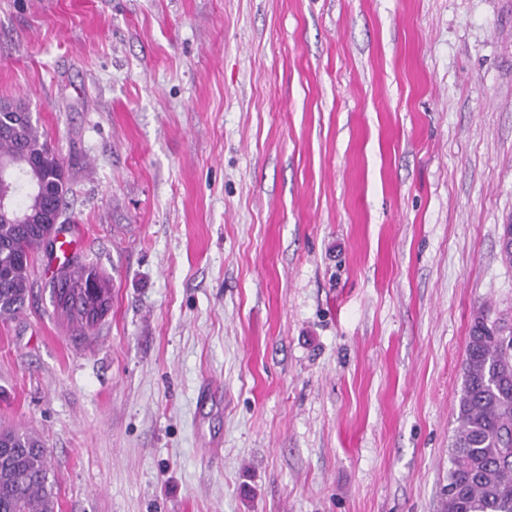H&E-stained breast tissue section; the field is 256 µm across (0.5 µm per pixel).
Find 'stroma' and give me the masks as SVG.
<instances>
[{
  "label": "stroma",
  "instance_id": "stroma-1",
  "mask_svg": "<svg viewBox=\"0 0 512 512\" xmlns=\"http://www.w3.org/2000/svg\"><path fill=\"white\" fill-rule=\"evenodd\" d=\"M0 100L69 178L0 318L54 512H445L470 327L512 328V0H0ZM49 287L56 314L81 333L102 320L111 307L107 277L93 266L66 264L57 269Z\"/></svg>",
  "mask_w": 512,
  "mask_h": 512
}]
</instances>
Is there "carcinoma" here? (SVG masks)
Returning a JSON list of instances; mask_svg holds the SVG:
<instances>
[{
    "label": "carcinoma",
    "instance_id": "carcinoma-1",
    "mask_svg": "<svg viewBox=\"0 0 512 512\" xmlns=\"http://www.w3.org/2000/svg\"><path fill=\"white\" fill-rule=\"evenodd\" d=\"M0 196L12 198L24 221L0 220V318L21 314L30 292L32 259L56 241V216L69 192L63 164L30 112H0ZM40 184L33 196L17 178ZM50 294L58 316L84 332L111 307V288L97 268L66 264ZM478 316L470 329L457 428L448 470L446 512H512V345L498 341ZM43 442L18 427L0 429V512H53V485Z\"/></svg>",
    "mask_w": 512,
    "mask_h": 512
}]
</instances>
